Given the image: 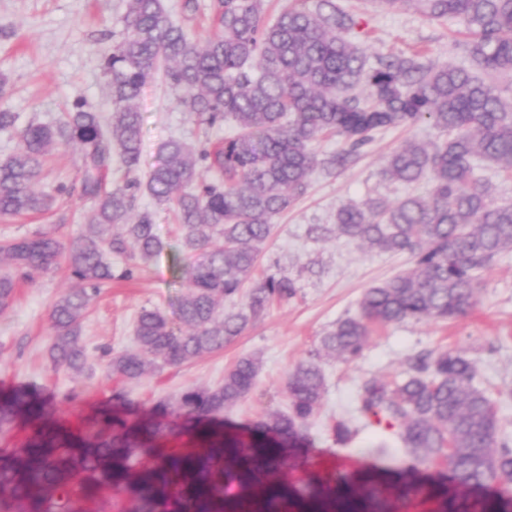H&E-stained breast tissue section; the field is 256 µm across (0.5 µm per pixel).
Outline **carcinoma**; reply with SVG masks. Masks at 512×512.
<instances>
[{"label":"carcinoma","mask_w":512,"mask_h":512,"mask_svg":"<svg viewBox=\"0 0 512 512\" xmlns=\"http://www.w3.org/2000/svg\"><path fill=\"white\" fill-rule=\"evenodd\" d=\"M123 28L101 52L112 100L104 114L86 98L52 124L0 108V131H17L16 151L0 159V216L41 213L67 192L41 185L51 150L72 146L80 159V198L92 214L61 239L38 232L0 243V313L23 282L65 264L73 285L51 307L53 368L87 363L81 323L92 297L130 280L164 248L149 210L131 216L148 194L175 212L186 261L180 326L142 308L135 348L110 354L120 381L180 367L218 352L275 302L296 296L286 274L257 275L274 218L306 195L315 171L356 166L375 135L428 124L434 141L404 139L384 159L381 178L427 184L396 202L368 197L341 205L327 235L410 266L364 291L360 315L338 320L288 375V409L255 421L242 437L224 411L253 391L259 360L242 356L215 386L191 387L146 409L113 394L73 428L58 420L52 396L34 384L0 389V434L27 427L19 447L0 448V512H401L414 501L429 512H512V432L497 403L474 385L476 362L458 352L418 356L402 381L371 377L358 392V419L381 437L367 454L402 445L401 469L321 475L306 470L307 427L326 392L321 361L362 356L372 324L447 321L476 304L480 273L512 251V203L497 204L483 170L512 176V95L467 68L421 54L381 56L369 64L355 16L336 0H287L265 23L264 0H210L200 39L170 16L163 0H125ZM374 12L411 11L459 21L469 54L490 74L512 75V0H366ZM162 75L178 106L211 129L227 118L234 134L190 144L170 138L146 175L137 107L144 86ZM336 136L343 146L320 154ZM126 259L117 270L112 258ZM245 293L242 306L224 299ZM301 468V483L288 470Z\"/></svg>","instance_id":"obj_1"}]
</instances>
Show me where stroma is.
Returning <instances> with one entry per match:
<instances>
[{"mask_svg":"<svg viewBox=\"0 0 512 512\" xmlns=\"http://www.w3.org/2000/svg\"><path fill=\"white\" fill-rule=\"evenodd\" d=\"M337 2L346 10L363 13L361 0ZM123 13L124 0H0V72L9 77L0 107L16 112L22 125L32 119L53 123L78 96L110 111L99 53L111 47V34L121 31ZM363 15L370 57L422 48L431 58L454 66L471 64L459 22L430 21L405 11ZM139 107L144 117L143 159L148 166L155 163L159 144L169 137L195 143L206 136L215 141L225 135L221 129L203 134L178 107L175 92L159 79L147 84ZM411 135L431 139L436 132L420 125L379 135L354 168L333 177L315 173L307 194L275 218L258 270L295 278L299 290L294 298L273 305L221 352L137 381L118 382L108 372L106 351L133 348V324L141 308L173 314L187 291L185 283L172 280L173 263L181 255L173 213L154 210L151 198L142 196L139 206L153 209L164 249L133 280L113 283L91 302L82 323L88 353L84 370L53 369L48 357L50 310L71 285L66 272L59 269L22 285L12 306L0 313V387L37 383L54 396L59 415L75 424L85 410L114 392L149 406L189 387L222 382L226 368L239 357L255 354L261 368L254 391L226 411L225 419L243 425L267 412L286 409L285 383L291 370L319 345L333 324L358 315L365 289L408 264L407 256L370 252L343 239L312 241L307 229L333 223L343 203L370 195L392 202L403 197L405 187L386 185L379 171L383 157ZM79 179L77 151L68 146L54 149L47 158L43 183L49 189L66 185L70 194L59 196L44 214L0 217V240L21 238L38 229L56 230L61 237L79 231L90 218L88 204L74 192ZM477 298L472 310L452 320H407L373 327L362 356L354 362L323 361L326 395L320 415L308 429L315 442L308 451L310 468L349 471L373 465L365 450L377 441L376 428L359 426L350 441L339 443L332 427L353 416L355 396L364 380L403 378L409 361L430 350L453 349L476 360L475 385L497 398L503 422L512 430V252L482 273Z\"/></svg>","mask_w":512,"mask_h":512,"instance_id":"35a3bbf8","label":"stroma"}]
</instances>
